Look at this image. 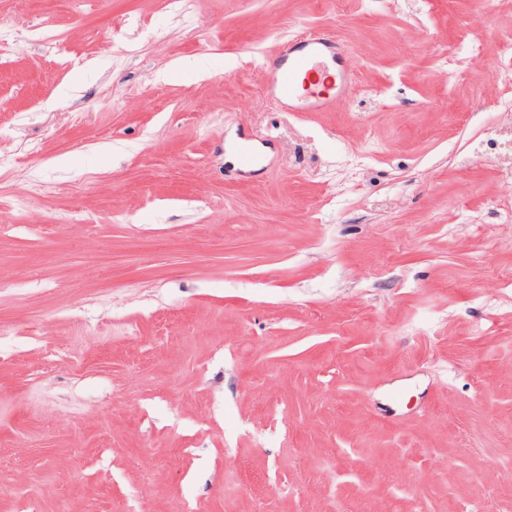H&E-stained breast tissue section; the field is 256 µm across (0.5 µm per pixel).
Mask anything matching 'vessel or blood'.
I'll list each match as a JSON object with an SVG mask.
<instances>
[{
  "label": "vessel or blood",
  "mask_w": 512,
  "mask_h": 512,
  "mask_svg": "<svg viewBox=\"0 0 512 512\" xmlns=\"http://www.w3.org/2000/svg\"><path fill=\"white\" fill-rule=\"evenodd\" d=\"M345 45L315 31L287 42L269 67L273 95L289 108L323 112L332 103V92H344L354 79L342 70Z\"/></svg>",
  "instance_id": "vessel-or-blood-1"
}]
</instances>
